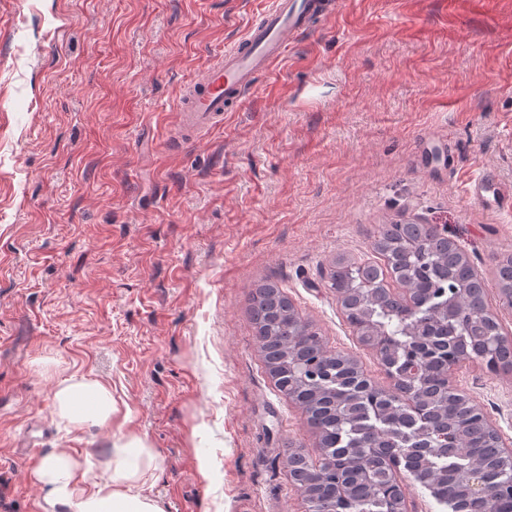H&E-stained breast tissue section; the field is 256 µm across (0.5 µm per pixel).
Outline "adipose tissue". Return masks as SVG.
<instances>
[{"label": "adipose tissue", "instance_id": "obj_1", "mask_svg": "<svg viewBox=\"0 0 512 512\" xmlns=\"http://www.w3.org/2000/svg\"><path fill=\"white\" fill-rule=\"evenodd\" d=\"M55 404L59 415L78 427H107L116 411L111 391L85 379L63 383ZM155 467L153 449L146 440L131 436L115 444L108 475L101 481L87 483L79 461L63 451L46 458L33 477L57 512H164L145 489L146 475Z\"/></svg>", "mask_w": 512, "mask_h": 512}]
</instances>
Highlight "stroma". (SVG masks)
I'll return each instance as SVG.
<instances>
[{"label":"stroma","mask_w":512,"mask_h":512,"mask_svg":"<svg viewBox=\"0 0 512 512\" xmlns=\"http://www.w3.org/2000/svg\"><path fill=\"white\" fill-rule=\"evenodd\" d=\"M264 0H0V512H47L50 454L106 477L114 443L157 455L166 512H309L285 464L318 459L268 375L248 311L278 282L329 349L392 379L347 323L328 269L377 261L384 224H435L481 274L504 329L512 210V0H338L197 143L181 88ZM106 385L107 428L61 418L70 378ZM455 388L512 438V373ZM491 193V196H488ZM469 195L472 200L485 208L492 206L510 210L512 207V191L502 189L490 174H484L471 184Z\"/></svg>","instance_id":"obj_1"}]
</instances>
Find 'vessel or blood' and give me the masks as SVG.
<instances>
[{"label": "vessel or blood", "instance_id": "vessel-or-blood-1", "mask_svg": "<svg viewBox=\"0 0 512 512\" xmlns=\"http://www.w3.org/2000/svg\"><path fill=\"white\" fill-rule=\"evenodd\" d=\"M333 10L332 0H272L239 41L183 87L177 107L180 140L194 144L204 132L221 126L229 105L253 86L257 74L272 72L313 20ZM469 195L485 208H512V191L489 174L472 183Z\"/></svg>", "mask_w": 512, "mask_h": 512}]
</instances>
